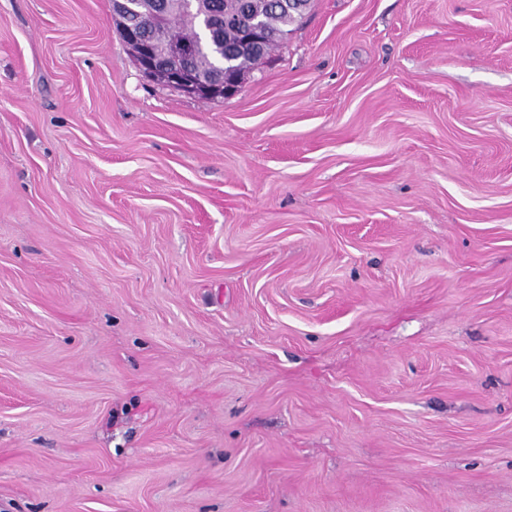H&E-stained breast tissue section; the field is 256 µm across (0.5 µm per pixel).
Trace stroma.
I'll use <instances>...</instances> for the list:
<instances>
[{"label": "stroma", "mask_w": 512, "mask_h": 512, "mask_svg": "<svg viewBox=\"0 0 512 512\" xmlns=\"http://www.w3.org/2000/svg\"><path fill=\"white\" fill-rule=\"evenodd\" d=\"M0 512H512V0H311L216 99L0 0Z\"/></svg>", "instance_id": "1"}]
</instances>
